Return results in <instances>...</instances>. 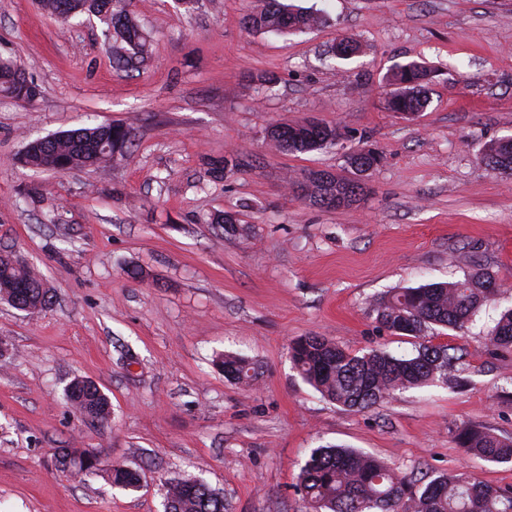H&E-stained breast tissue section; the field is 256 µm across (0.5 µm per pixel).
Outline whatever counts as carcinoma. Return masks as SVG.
I'll return each mask as SVG.
<instances>
[{
    "label": "carcinoma",
    "instance_id": "carcinoma-1",
    "mask_svg": "<svg viewBox=\"0 0 512 512\" xmlns=\"http://www.w3.org/2000/svg\"><path fill=\"white\" fill-rule=\"evenodd\" d=\"M48 14L62 18L61 4L70 3L75 14L102 20L127 46L117 64L136 69L145 61L149 34L134 14L117 7L121 0H39ZM320 18L313 12L291 11L269 0L264 8L247 15L243 25L250 31L296 33L312 29ZM432 69L415 61L395 65L386 76L390 91L388 109L398 113H418L429 104L426 85ZM23 71L9 60H0V94L32 102L38 86L22 78ZM280 134L268 131V139L290 152H312L333 146L342 136L338 127L321 123L307 127L301 123L276 124ZM120 144L123 153L131 143V130L121 126L110 130L101 125L61 132L40 148H25L20 162L45 171L49 159L61 158L69 168L102 167L114 159L106 151V141ZM482 161L501 173H512V138L487 143ZM324 171L305 184H295L296 192L321 208H333L336 191L357 201L363 187L354 177ZM492 279L484 273L454 282H432L404 288L377 300V320L400 336L420 338L432 326L463 330L483 305L491 301L483 285ZM0 298L32 310L52 303L42 280L26 265L8 255H0ZM495 349L512 348V309L498 315L486 336ZM289 354L300 376L324 397L348 409L366 410L392 399L403 390L437 380L456 356L448 346L420 343L411 354L395 355L372 350L362 356L348 353L324 336H302L289 345ZM216 366L224 377L238 384H250L257 377L255 364L239 354L216 356ZM65 398L83 418L95 423L109 421L111 401L93 382L73 379ZM457 446L484 461L512 463V437H502L476 426H465L455 434ZM63 468L85 476L105 472L109 483L135 490L140 473L123 465L103 470L98 458L77 448H61ZM299 489L306 512H512V490L496 488L467 473L437 476L421 484L394 471L390 466L362 452L326 446L314 449L302 466ZM166 512H228L224 496L196 476L168 482L165 486Z\"/></svg>",
    "mask_w": 512,
    "mask_h": 512
}]
</instances>
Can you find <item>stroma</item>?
<instances>
[{
    "mask_svg": "<svg viewBox=\"0 0 512 512\" xmlns=\"http://www.w3.org/2000/svg\"><path fill=\"white\" fill-rule=\"evenodd\" d=\"M322 16L283 35L247 32L263 0H131L151 35L135 70L115 36L84 15L62 21L37 0H0V57L39 88L0 96V253L33 267L52 297L26 312L0 300V512H164L162 484L203 478L232 512H303L301 467L315 448L368 453L401 474L462 471L512 487V466L466 455L476 425L512 437V349L485 336L512 308V175L481 160L512 136V0H281ZM352 37L361 55L335 57ZM417 61L434 71L430 103L386 108L384 77ZM274 75L273 84L259 80ZM317 117L338 145L276 149L274 123ZM96 124L133 145L104 168L19 164L38 138ZM381 161L356 205L325 209L292 182L343 172L346 152ZM238 157L215 178L211 163ZM236 218L234 230L216 224ZM491 272L499 289L469 329L426 338L453 347L447 381L364 411L324 399L288 346L317 334L348 352H413L374 312L384 293ZM221 353L250 358L251 386L225 379ZM112 403L104 425L64 393L73 378ZM80 448L139 469L136 491L79 479L55 452Z\"/></svg>",
    "mask_w": 512,
    "mask_h": 512,
    "instance_id": "stroma-1",
    "label": "stroma"
}]
</instances>
